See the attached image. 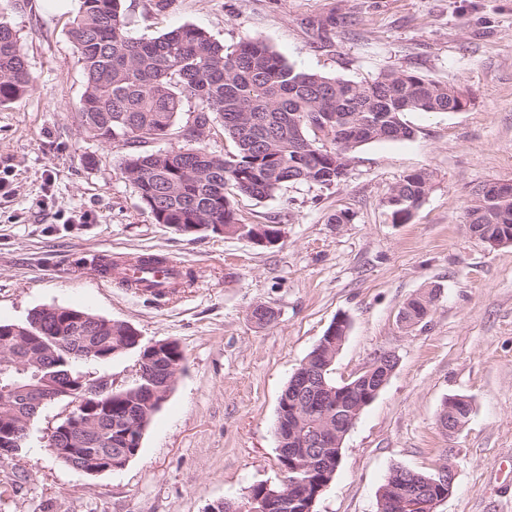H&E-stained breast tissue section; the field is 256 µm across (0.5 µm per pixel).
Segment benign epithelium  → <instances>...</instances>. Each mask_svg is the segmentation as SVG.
<instances>
[{"label":"benign epithelium","instance_id":"7a95c632","mask_svg":"<svg viewBox=\"0 0 512 512\" xmlns=\"http://www.w3.org/2000/svg\"><path fill=\"white\" fill-rule=\"evenodd\" d=\"M278 232L272 234L262 224H237L235 229L242 236L260 246H273L283 238L281 225H276ZM348 328L346 318L339 317L330 324L321 340L315 346L314 352L302 364L304 376L301 387L306 390L304 398L294 401L293 414H304L312 411L321 403H341L347 397L350 401V412L336 414V423H328L310 433L297 428L290 434H285L281 423H276L275 435L281 457L289 461L284 468L285 478L282 483L272 488L265 486L267 497L250 499V503L241 507L243 512H272V510L291 501L295 505L298 501L306 504L303 512H313L314 504L324 491L322 487L311 488L308 475L313 473L314 465L308 454L310 448H336L342 447L346 434L351 430L361 411L375 400L386 385L392 374V369L386 368L378 371L380 363L372 362L361 373L366 378V384L360 385L357 380L347 378L340 387H330L319 380L320 375L334 364L337 354L341 350ZM159 345L151 343L147 354L141 355L138 361V376L142 377L154 368L156 352ZM28 396L31 402L42 406L56 398L52 392L37 393L27 385H14L13 396L20 398ZM462 407H471V400L466 396H451L444 403V412L448 413V426L444 432L456 433L463 428L468 418L459 414ZM89 428L84 403H74V409L63 421L60 430L82 434ZM410 470L405 467L392 469V477L387 486L381 488L378 494V512H436V508L452 493L455 480V471L451 463L445 461L438 464L435 474L429 478L428 488L424 490L409 487Z\"/></svg>","mask_w":512,"mask_h":512}]
</instances>
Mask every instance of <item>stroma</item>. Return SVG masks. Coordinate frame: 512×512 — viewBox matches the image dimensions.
<instances>
[{"mask_svg": "<svg viewBox=\"0 0 512 512\" xmlns=\"http://www.w3.org/2000/svg\"><path fill=\"white\" fill-rule=\"evenodd\" d=\"M80 0H9L8 19L36 78L0 104V321L35 308L76 307L134 327L142 343L175 341L184 362L123 469L91 476L59 462L44 439L72 411L45 407L17 456L0 460V512H210L283 479L274 435L279 399L300 363L340 315L350 329L332 376L343 381L375 356L397 366L342 445L314 512H377L392 468L455 466L437 512H512V243L471 234L475 189L512 182V0H123L130 31L155 37L182 25L232 48L269 44L297 69L369 82L389 71L449 84L460 112H408L410 139L350 155L331 186L291 184L273 197L238 196L249 224H278L272 247L234 235L186 236L156 223L127 177L134 145L85 132V89L68 29ZM430 190L409 222L387 200L408 174ZM91 214L77 223V211ZM343 212L347 223H332ZM155 254L194 275L154 299L110 284L95 257ZM440 296L422 323L398 321L412 296ZM263 304L268 324L251 317ZM127 351L87 366L113 389L136 384ZM472 401L465 427L438 426L443 402Z\"/></svg>", "mask_w": 512, "mask_h": 512, "instance_id": "35a3bbf8", "label": "stroma"}]
</instances>
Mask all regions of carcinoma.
Here are the masks:
<instances>
[{"label":"carcinoma","instance_id":"obj_1","mask_svg":"<svg viewBox=\"0 0 512 512\" xmlns=\"http://www.w3.org/2000/svg\"><path fill=\"white\" fill-rule=\"evenodd\" d=\"M69 38L85 75L79 102L81 127L93 137L148 144L171 134L192 99L197 109L180 127L185 148L164 153L132 152L124 170L141 202L158 224H239L235 195L265 199L288 184L329 186L347 171L343 160L375 141L412 136L406 112H460L468 99L455 87L405 71H388L370 82H354L298 70L271 47L245 39L229 50L205 30L183 25L150 39L132 35L122 0H80ZM34 77L21 52L19 37L0 11V104L33 86ZM235 151L216 155L203 146L212 135L213 115ZM425 173L405 176L391 190L393 223L404 224L428 191ZM468 224L493 247L512 233V195L474 193ZM164 258L137 257L139 280ZM406 326L420 323L433 307V292L406 302ZM130 325L85 310L58 306L33 310L18 323L0 322V448H10L12 434L23 425L8 387L15 370L4 363L19 355L35 364L27 373L33 384L112 393L91 409L96 432L82 445L90 459L127 460L140 448L132 431L150 424L156 411L148 405L151 390H170L165 367L148 380L114 390L105 381L90 384L82 367L89 363L81 348L95 347L106 362L116 356L113 337L129 335ZM315 478L324 484L336 472V449L313 448Z\"/></svg>","mask_w":512,"mask_h":512}]
</instances>
